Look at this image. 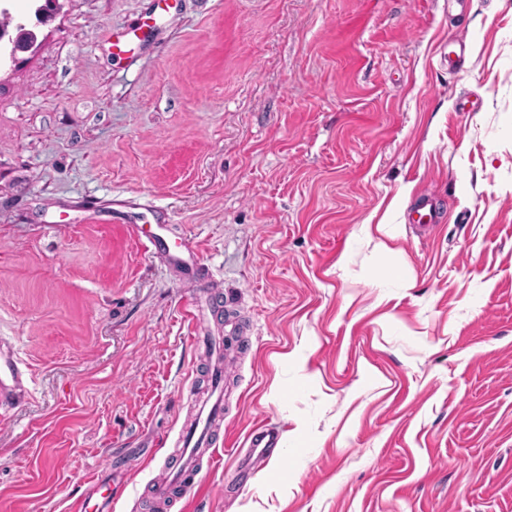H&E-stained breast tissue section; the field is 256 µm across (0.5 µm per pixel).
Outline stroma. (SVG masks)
<instances>
[{"label": "stroma", "instance_id": "1", "mask_svg": "<svg viewBox=\"0 0 512 512\" xmlns=\"http://www.w3.org/2000/svg\"><path fill=\"white\" fill-rule=\"evenodd\" d=\"M43 2L0 0L35 36L0 59V512H152L197 329L229 341L201 512H512V0ZM149 225L146 229L144 225L131 224V234L141 242L148 250L152 249L155 253L164 254L171 262L176 264H186L191 268H198L201 260L188 244L186 238H180L173 242L168 237L167 224ZM282 435L280 430L267 425L253 427L247 437L249 448H253L256 459L262 460L274 448L281 446Z\"/></svg>", "mask_w": 512, "mask_h": 512}]
</instances>
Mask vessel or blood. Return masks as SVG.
<instances>
[{
  "label": "vessel or blood",
  "instance_id": "1",
  "mask_svg": "<svg viewBox=\"0 0 512 512\" xmlns=\"http://www.w3.org/2000/svg\"><path fill=\"white\" fill-rule=\"evenodd\" d=\"M131 233L145 248L164 254L171 262L196 268L200 257L186 239L171 240L168 227L158 224L147 228L132 225ZM210 396L196 404L194 416L179 430L177 451L170 460L169 480L157 484L151 491L156 500L169 499L175 492H187L199 481V461L203 454L214 453V435L224 429V365L215 361L209 373ZM280 430L266 425L253 427L248 434L250 448L257 458H265L274 448L280 447Z\"/></svg>",
  "mask_w": 512,
  "mask_h": 512
}]
</instances>
